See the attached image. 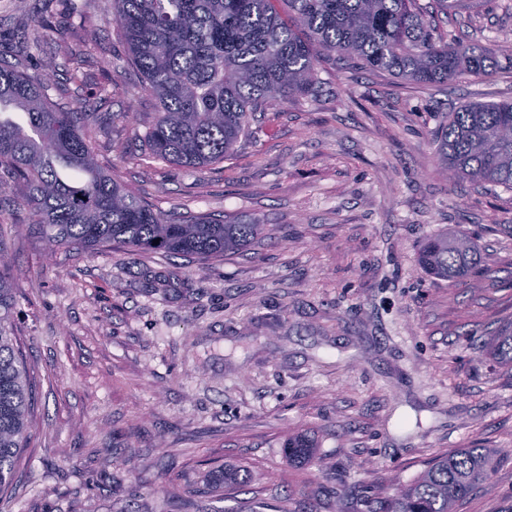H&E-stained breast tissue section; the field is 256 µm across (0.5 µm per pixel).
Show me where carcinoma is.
I'll use <instances>...</instances> for the list:
<instances>
[{
	"instance_id": "1",
	"label": "carcinoma",
	"mask_w": 512,
	"mask_h": 512,
	"mask_svg": "<svg viewBox=\"0 0 512 512\" xmlns=\"http://www.w3.org/2000/svg\"><path fill=\"white\" fill-rule=\"evenodd\" d=\"M129 62L156 101L147 139L152 158L204 169L253 138L255 113L280 95L317 94V49L345 66L386 71L419 84L460 73L489 76L512 64V46L491 54L437 34L419 0H111ZM49 81L0 58V200L16 196L46 246L73 250H151L198 259L235 254L264 234L255 219L232 221L166 213L104 171L85 138L94 112L53 104ZM440 171L476 186L512 189V101L467 104L437 132ZM0 223V492L13 477L33 407L15 341L13 259ZM159 243H153V240ZM419 261L451 282L477 265L472 239L458 231L426 238ZM490 353L512 367V322L492 337ZM288 460L317 448L307 433L288 436ZM503 460L491 448L449 453L379 502L376 512H454V506ZM251 472L224 466L218 481L239 490Z\"/></svg>"
}]
</instances>
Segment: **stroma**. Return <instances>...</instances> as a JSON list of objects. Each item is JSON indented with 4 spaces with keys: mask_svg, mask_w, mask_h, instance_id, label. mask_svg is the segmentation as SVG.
Wrapping results in <instances>:
<instances>
[{
    "mask_svg": "<svg viewBox=\"0 0 512 512\" xmlns=\"http://www.w3.org/2000/svg\"><path fill=\"white\" fill-rule=\"evenodd\" d=\"M0 0V56L51 99L96 112L102 166L165 211L255 215L263 235L209 261L151 251L46 253L9 242L15 323L36 383L0 512H370L396 483L461 448L507 461L456 512H512V369L484 351L512 321V189L439 173L434 135L470 102L512 99V70L439 85L370 68L317 66V97H280L255 137L203 170L152 161V96L112 22L110 0ZM49 36L28 48L38 23ZM450 42L512 44V0L435 17ZM83 55L80 69L66 52ZM471 236L462 283L429 277L421 240ZM314 434L292 464L288 434ZM255 481L192 496L218 466ZM320 488L318 499L307 492Z\"/></svg>",
    "mask_w": 512,
    "mask_h": 512,
    "instance_id": "1",
    "label": "stroma"
}]
</instances>
